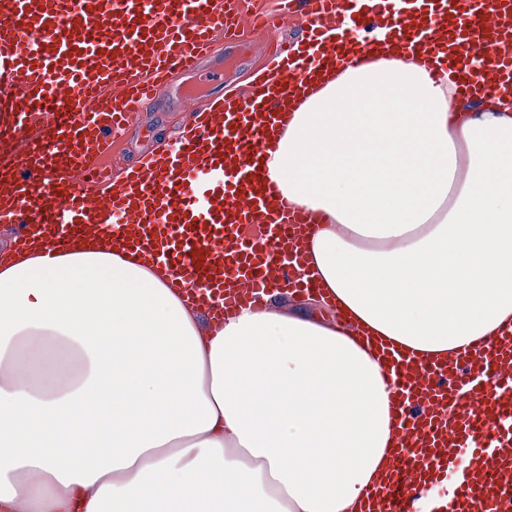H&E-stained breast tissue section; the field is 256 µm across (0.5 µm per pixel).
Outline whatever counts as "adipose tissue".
<instances>
[{"mask_svg":"<svg viewBox=\"0 0 512 512\" xmlns=\"http://www.w3.org/2000/svg\"><path fill=\"white\" fill-rule=\"evenodd\" d=\"M264 159L322 216L298 307L214 328L83 237L0 264V512H359L402 426L351 326L436 358L512 325L511 98L464 102L383 40L326 57Z\"/></svg>","mask_w":512,"mask_h":512,"instance_id":"1","label":"adipose tissue"}]
</instances>
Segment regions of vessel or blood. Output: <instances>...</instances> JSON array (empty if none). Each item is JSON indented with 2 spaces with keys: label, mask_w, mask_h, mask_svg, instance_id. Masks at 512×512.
<instances>
[{
  "label": "vessel or blood",
  "mask_w": 512,
  "mask_h": 512,
  "mask_svg": "<svg viewBox=\"0 0 512 512\" xmlns=\"http://www.w3.org/2000/svg\"><path fill=\"white\" fill-rule=\"evenodd\" d=\"M294 13L306 26L276 85L191 119L165 166L145 155L113 192L98 157L196 70L216 28L238 39L239 0H0V154L14 156L0 165V224L15 249L90 234L136 251L217 326L271 288H310L303 242L320 219L272 197L261 159L325 53L373 51L382 33L430 72L456 71L463 97L512 91V0H282L272 22ZM79 174L101 192L88 196ZM379 355L403 440L363 512H418L443 487L431 512H512V330L444 361Z\"/></svg>",
  "instance_id": "b4317fda"
}]
</instances>
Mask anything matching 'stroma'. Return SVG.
<instances>
[{
    "mask_svg": "<svg viewBox=\"0 0 512 512\" xmlns=\"http://www.w3.org/2000/svg\"><path fill=\"white\" fill-rule=\"evenodd\" d=\"M299 20L271 31L245 32L235 44H220L205 57L194 73L182 77L172 91H161L145 103L128 127L123 139L112 145L105 159L114 172L136 165L141 156L166 143H173L188 119V107L204 109L225 90L239 87L248 76L266 66L269 42H292L299 31ZM222 73V83L212 80L214 73Z\"/></svg>",
    "mask_w": 512,
    "mask_h": 512,
    "instance_id": "stroma-1",
    "label": "stroma"
}]
</instances>
